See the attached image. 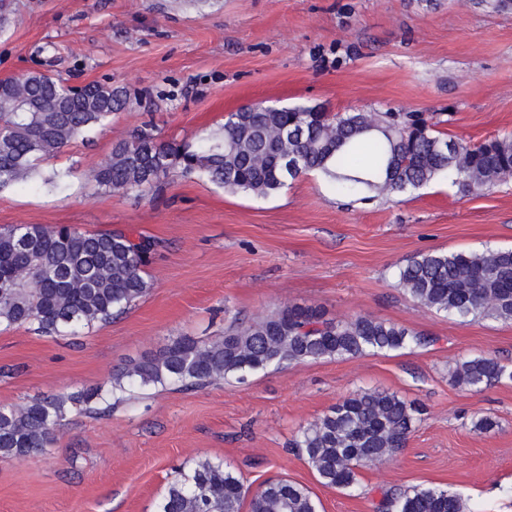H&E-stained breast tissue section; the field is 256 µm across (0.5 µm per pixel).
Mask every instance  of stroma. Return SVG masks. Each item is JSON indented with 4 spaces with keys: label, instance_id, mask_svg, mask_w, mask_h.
I'll return each instance as SVG.
<instances>
[{
    "label": "stroma",
    "instance_id": "stroma-1",
    "mask_svg": "<svg viewBox=\"0 0 512 512\" xmlns=\"http://www.w3.org/2000/svg\"><path fill=\"white\" fill-rule=\"evenodd\" d=\"M39 70L123 88L109 121L0 188V227L67 224L159 240L149 294L74 335L0 332V405L109 388L112 372L179 336L210 339L289 303L329 317L371 315L429 343L351 359L293 362L203 389L147 387L108 414L72 410L51 448L0 458V512H153L168 479L200 458L230 464L250 489L305 485L320 512H376L380 492L443 487L469 512H512V382L453 385L485 354L512 365V323L464 322L417 306L396 283L420 253L512 248V178L473 195L440 178L361 200L321 176L278 193L229 194L174 176L142 196L99 189L91 173L143 123L198 146L229 112L263 102L332 113L413 112L470 144L512 135V5L492 0H14L0 25V80ZM67 172L63 188L43 179ZM364 390L422 411L405 448L360 468L355 493L322 486L293 448L301 425ZM499 426L475 430L477 417Z\"/></svg>",
    "mask_w": 512,
    "mask_h": 512
}]
</instances>
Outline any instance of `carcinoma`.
<instances>
[{
	"label": "carcinoma",
	"mask_w": 512,
	"mask_h": 512,
	"mask_svg": "<svg viewBox=\"0 0 512 512\" xmlns=\"http://www.w3.org/2000/svg\"><path fill=\"white\" fill-rule=\"evenodd\" d=\"M26 93L64 98L65 112H21L9 84H0V187L32 175L37 162L60 153L86 132L104 124L124 104L125 93L100 84L71 95L61 79L34 73ZM304 123L294 149L300 174L320 173L339 193L393 194L416 190L448 175L459 191L475 194L512 176V135L478 145L456 142L470 172L448 161L452 138L421 119L410 128L391 112L311 114L306 106L281 112L230 114L222 136L197 148L160 139L150 122L112 148L93 172V181L111 192H150L172 174L198 175L232 193L257 197L276 194L298 175L281 168L278 132ZM159 242L123 230L84 233L68 225L45 228L20 224L0 228V281L20 268L36 270L43 287L0 288V330L24 325L46 336L107 323L146 296V273ZM397 284L428 310L463 321L512 323V249L435 252L417 255L398 267ZM428 343L422 334L371 315L335 320L319 306L290 304L276 314L229 329L206 341L181 336L156 354H144L112 374L110 388L35 397L0 405V457L15 458L30 448H47L73 408L108 413L131 387L180 385L204 388L285 363L349 359L388 353ZM512 380V368L491 355L460 362L453 382L469 390ZM421 411L395 393L365 391L336 403L299 428L294 445L306 457L318 482L355 492L366 456L389 459V449L404 446ZM237 473L222 461L201 458L175 472L154 512H319V501L305 486L288 479L265 481L247 496ZM377 512H466L456 494L436 487L386 493Z\"/></svg>",
	"instance_id": "cac0c4a2"
}]
</instances>
